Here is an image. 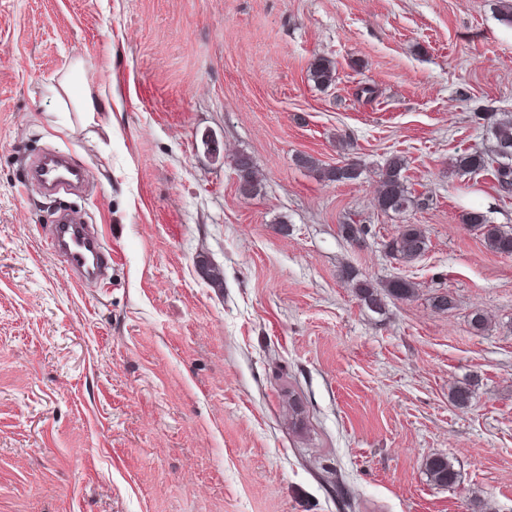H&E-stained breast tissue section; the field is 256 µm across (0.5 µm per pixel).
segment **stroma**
Listing matches in <instances>:
<instances>
[{
  "label": "stroma",
  "instance_id": "1",
  "mask_svg": "<svg viewBox=\"0 0 512 512\" xmlns=\"http://www.w3.org/2000/svg\"><path fill=\"white\" fill-rule=\"evenodd\" d=\"M507 112L498 0H0V512H512V256L463 222L512 232V191L451 165ZM51 149L80 196L30 186ZM394 156L405 213L376 204ZM64 208L97 226L104 280L53 249ZM402 224L428 238L411 262L387 249ZM348 267L416 293L374 313ZM311 80L320 87L327 88L335 82L336 68L327 57H317L309 69ZM234 162L238 166L239 191L244 196H250L257 191L258 182L254 175V166L250 157L238 155ZM298 163L305 168L316 169L320 171L322 177L331 182H352L362 174L361 168L356 165L350 166L348 163L330 168H319L318 163L310 156L302 155L298 158ZM430 478L440 486L451 487L457 482V473L449 459L436 457L427 463Z\"/></svg>",
  "mask_w": 512,
  "mask_h": 512
}]
</instances>
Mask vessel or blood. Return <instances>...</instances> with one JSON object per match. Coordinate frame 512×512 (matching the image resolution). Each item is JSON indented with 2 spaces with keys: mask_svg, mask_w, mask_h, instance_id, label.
Instances as JSON below:
<instances>
[{
  "mask_svg": "<svg viewBox=\"0 0 512 512\" xmlns=\"http://www.w3.org/2000/svg\"><path fill=\"white\" fill-rule=\"evenodd\" d=\"M72 169L64 155L51 154L38 159L33 166L37 186L46 191H61L72 186ZM51 238L65 263L88 276L98 275L106 260L100 234L89 225L65 219L54 224Z\"/></svg>",
  "mask_w": 512,
  "mask_h": 512,
  "instance_id": "1",
  "label": "vessel or blood"
}]
</instances>
